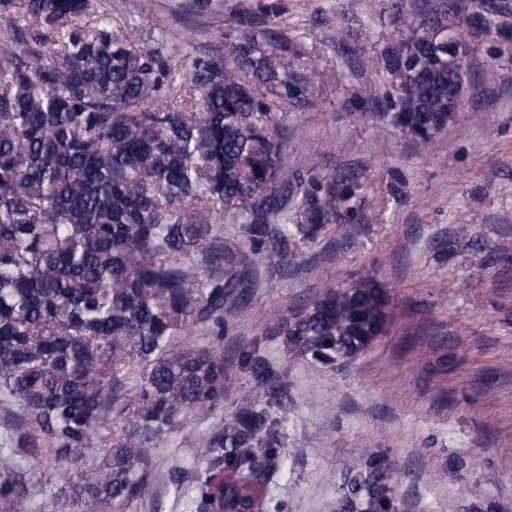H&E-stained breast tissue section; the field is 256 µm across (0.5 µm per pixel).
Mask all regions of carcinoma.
<instances>
[{"mask_svg": "<svg viewBox=\"0 0 512 512\" xmlns=\"http://www.w3.org/2000/svg\"><path fill=\"white\" fill-rule=\"evenodd\" d=\"M262 12L261 23L238 8L239 36L195 62L193 96L171 59L114 32L96 0H0V395L18 418L0 442V512H32L13 459L37 450L75 512L133 501L148 449L223 402L235 373L251 390L205 439L189 509L252 512L284 465L288 384L265 342L334 365L387 331L391 297L364 276L224 357V307L248 299L256 257L290 263L326 225L366 220L353 172L311 178L292 202L279 111L309 82L271 35L281 6ZM468 33L512 48V27H491L470 0H429L396 20L375 69L382 118L412 141L458 123L470 64L448 39ZM226 213L243 220L240 248L224 245ZM194 328L206 345L180 342ZM98 441L95 472H79ZM336 512H399L383 453L347 465Z\"/></svg>", "mask_w": 512, "mask_h": 512, "instance_id": "carcinoma-1", "label": "carcinoma"}]
</instances>
